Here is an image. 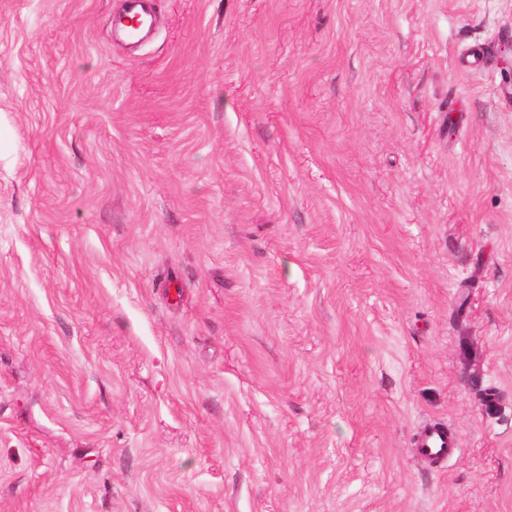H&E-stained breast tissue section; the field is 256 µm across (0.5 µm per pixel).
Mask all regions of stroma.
<instances>
[{"mask_svg": "<svg viewBox=\"0 0 512 512\" xmlns=\"http://www.w3.org/2000/svg\"><path fill=\"white\" fill-rule=\"evenodd\" d=\"M121 5L0 0V512H512V0ZM154 0H124L123 12L114 20V28L129 40H137L148 28L152 18ZM136 20L138 26L132 29L129 22ZM415 447L419 457L433 462H447L459 449L456 437L440 425L422 428L416 437Z\"/></svg>", "mask_w": 512, "mask_h": 512, "instance_id": "35a3bbf8", "label": "stroma"}]
</instances>
